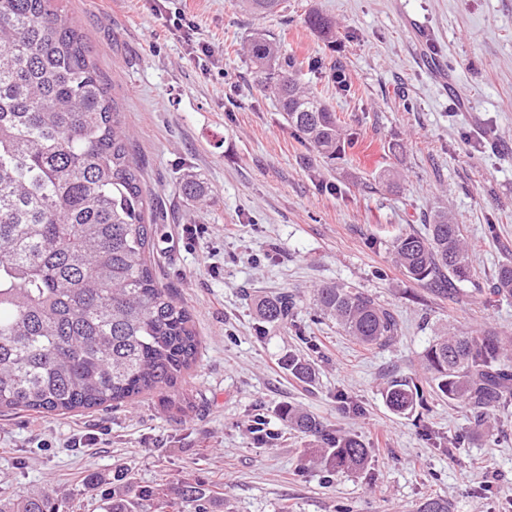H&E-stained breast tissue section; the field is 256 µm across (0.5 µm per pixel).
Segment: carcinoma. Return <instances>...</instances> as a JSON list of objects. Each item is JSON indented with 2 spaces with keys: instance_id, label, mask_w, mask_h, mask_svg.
<instances>
[{
  "instance_id": "cac0c4a2",
  "label": "carcinoma",
  "mask_w": 512,
  "mask_h": 512,
  "mask_svg": "<svg viewBox=\"0 0 512 512\" xmlns=\"http://www.w3.org/2000/svg\"><path fill=\"white\" fill-rule=\"evenodd\" d=\"M63 0H0V410L66 414L175 387L199 349L190 314L159 285L146 222L150 198L130 152V135L84 35L68 21ZM257 15L285 0H240ZM306 23L326 39L335 23L317 13ZM250 58L263 91L279 103L286 127L328 160L354 141L332 112L292 75L263 34ZM395 262L410 279L448 293L471 277L460 225L437 211L423 233L392 241ZM491 295L512 296V261L501 264ZM316 313L364 346L383 348L399 336L394 314L348 284L314 290ZM294 302L264 298L260 320L288 321ZM288 371L302 381L311 364L293 356ZM429 382L475 413L512 402V344L497 333L448 330L424 353ZM399 414L416 408L417 385L393 381L384 391ZM288 426L323 435L316 457L332 471H361L371 450L337 435L303 408L279 409ZM68 495L41 490L0 504V512H62ZM107 512H211L198 486L141 488L132 499L104 493Z\"/></svg>"
}]
</instances>
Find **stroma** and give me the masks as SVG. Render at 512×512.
<instances>
[{
    "label": "stroma",
    "mask_w": 512,
    "mask_h": 512,
    "mask_svg": "<svg viewBox=\"0 0 512 512\" xmlns=\"http://www.w3.org/2000/svg\"><path fill=\"white\" fill-rule=\"evenodd\" d=\"M336 23L334 44L306 24ZM73 24L131 132L151 198V259L201 339L185 383L134 404L55 415L0 413V499L51 486L73 512H103L90 474L132 488L187 479L215 512H512V404L474 428L461 403L427 393L391 412V379H423L448 327L512 339V297L486 286L512 260V0H285L253 17L233 0H67ZM184 12L192 39L167 20ZM271 34L297 80L325 102L353 149L330 162L289 130L255 85L247 46ZM197 175L208 193L180 189ZM448 209L472 251L471 281L442 296L409 280L391 242ZM346 283L401 324L366 348L310 317L314 288ZM296 296L292 321L262 327L253 304ZM314 364L307 384L282 365ZM179 401L176 409L167 400ZM295 402L372 450L358 474L310 464L314 437L289 430ZM261 427H254V419Z\"/></svg>",
    "instance_id": "35a3bbf8"
}]
</instances>
